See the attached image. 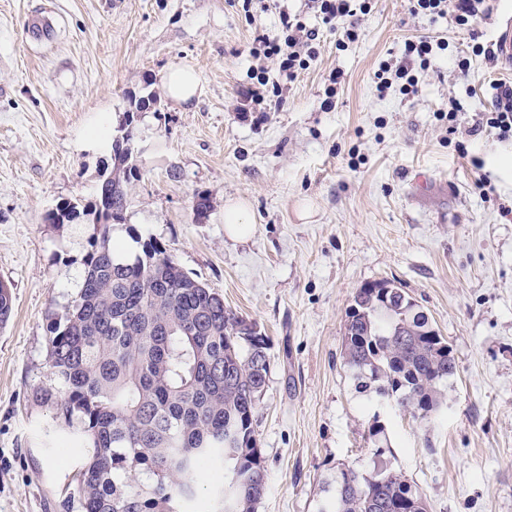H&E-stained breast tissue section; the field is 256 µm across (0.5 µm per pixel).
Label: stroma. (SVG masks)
I'll list each match as a JSON object with an SVG mask.
<instances>
[{
	"label": "stroma",
	"mask_w": 512,
	"mask_h": 512,
	"mask_svg": "<svg viewBox=\"0 0 512 512\" xmlns=\"http://www.w3.org/2000/svg\"><path fill=\"white\" fill-rule=\"evenodd\" d=\"M306 2L256 0L247 15L238 0H0V280L14 305L0 328V512H81V456L34 393L50 382L48 325L82 284L91 227L82 219L60 234L47 215L94 202L111 164L98 133L127 124L137 171L124 226L269 338L256 512H320L338 467L368 473L382 460L429 512H512V139L469 133L494 84L512 83V62L471 55L465 75L455 64L472 42H497L512 0H492L470 33L412 16L407 0H374L342 48L345 21L308 17L318 59L256 120L245 111L248 46ZM40 20L48 37L31 35ZM419 36L448 48L419 72L417 95L379 90L380 63L398 64ZM184 63L202 87L186 107L163 88ZM150 94L156 105L140 107ZM199 194L211 203L203 219ZM234 199L250 208L244 240L225 229ZM381 279L416 301L456 361L425 420L358 392L341 357L354 292ZM376 422L385 436L373 442Z\"/></svg>",
	"instance_id": "1"
}]
</instances>
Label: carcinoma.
<instances>
[{
  "instance_id": "cac0c4a2",
  "label": "carcinoma",
  "mask_w": 512,
  "mask_h": 512,
  "mask_svg": "<svg viewBox=\"0 0 512 512\" xmlns=\"http://www.w3.org/2000/svg\"><path fill=\"white\" fill-rule=\"evenodd\" d=\"M132 143L127 127L112 138L99 204L63 202L47 215L59 232L93 219L81 288L49 327L51 384L34 398L89 449L77 473L82 512H184L201 462L214 458L225 471L224 512H255L265 489L256 426L268 336L160 244L134 236L140 251L130 255L114 239L136 171ZM384 284L354 293L342 358L356 388L424 419L442 403L455 358L408 293ZM12 310L0 280L1 327ZM322 512H427V504L390 464L369 474L344 466Z\"/></svg>"
}]
</instances>
